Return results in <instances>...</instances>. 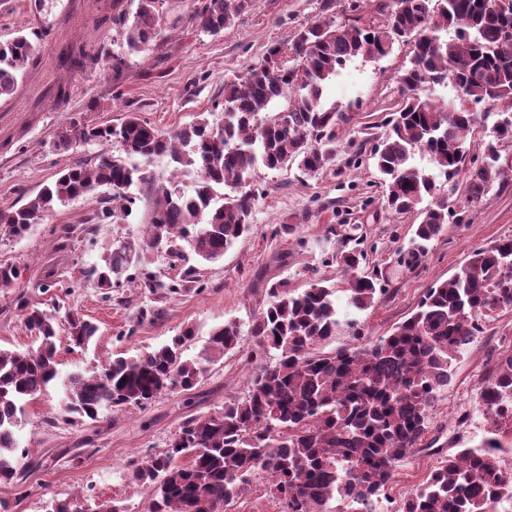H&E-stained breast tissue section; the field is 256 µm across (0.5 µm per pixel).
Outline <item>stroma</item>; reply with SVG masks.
Wrapping results in <instances>:
<instances>
[{
	"label": "stroma",
	"instance_id": "35a3bbf8",
	"mask_svg": "<svg viewBox=\"0 0 512 512\" xmlns=\"http://www.w3.org/2000/svg\"><path fill=\"white\" fill-rule=\"evenodd\" d=\"M200 2L171 0L158 41L145 53L130 55L122 30L112 23V0H0V41L30 31L37 65L19 82L24 95L11 96L8 108H0V208L24 204L73 160L96 163L99 144L78 143L67 151L55 147L56 131L71 119L116 124L135 112L163 131L201 116L221 123L216 104L225 77L261 61L270 46L289 42L301 25L322 15V0H250L234 25L212 35L191 19ZM31 11L41 24L35 32L27 19ZM70 45L83 50V64H63L61 52ZM116 56L125 60L117 77L107 67ZM408 61V46L396 43L386 56L352 59L327 81L325 100L350 116L339 134L335 170L308 176L295 166L258 169L254 232L224 257L205 262L190 254L173 266L153 258L149 269L164 282L180 278L186 266L195 267L194 283L180 293L144 288L138 263L108 293L89 275L115 244L140 242L155 203L145 188L132 214L112 223L93 220L99 198L108 194L101 188L47 213L24 238L0 235V262L20 270L13 287L0 296V347L32 345L20 309L24 301L49 311L77 312L99 327L85 349L59 340L62 377L93 369L116 353L157 348L187 326L195 332L184 352L188 358L207 349L218 325L235 321L243 331L239 350L213 362L192 393L166 392L143 408L109 409L96 422L60 417L63 388L60 381L51 383L27 407L16 432L29 465L14 483H0V499H18L17 512H48L53 500L78 506L96 496L120 501L126 512H143L148 492L128 482L126 464L165 447L185 417L221 410L225 401L246 393L251 367L244 354L254 347L249 329L266 302V287L284 282L302 290L314 272L329 283L341 282L337 266L327 258L345 233L360 237L370 268L384 274V292L362 312L338 302L339 317L357 319L374 339L389 335L416 310L430 285L450 278L475 249L512 238L511 178L472 206L464 204L462 191H455L448 228L428 243L423 264L415 270L395 264L397 252L410 247L419 218L385 210L374 160L357 146L367 134L385 132L399 100L396 76ZM59 85L67 91L61 101L54 97ZM282 224L297 230L274 235ZM52 273L61 283L51 288ZM510 346L512 309H506L488 319L482 334L458 356L447 390L429 413L425 447L398 464L396 482L415 489L442 457L480 444L489 423L475 407L478 383L493 354ZM464 411L469 418L458 423Z\"/></svg>",
	"mask_w": 512,
	"mask_h": 512
}]
</instances>
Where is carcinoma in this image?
<instances>
[{"label":"carcinoma","instance_id":"carcinoma-1","mask_svg":"<svg viewBox=\"0 0 512 512\" xmlns=\"http://www.w3.org/2000/svg\"><path fill=\"white\" fill-rule=\"evenodd\" d=\"M112 0V24L123 30L127 53L137 55L157 39L169 0ZM248 0H204L192 20L204 32L232 26ZM323 18L299 28L289 44L271 46L261 62L224 79V121L202 117L169 132L129 112L118 125H88L72 119L57 134L56 148L77 142L105 147L116 140L124 155L103 150L95 165L74 162L56 174L18 208L0 209V230L20 238L37 219L58 204L105 187L108 200L96 216L105 224L129 216L146 185L157 203L148 217L138 252L150 259L163 253L185 260L182 243L204 260L224 256L253 230L259 167L281 170L297 165L308 174L333 170L337 130L346 118L323 99V85L355 57L386 55L380 32L411 45L409 64L397 75L400 101L390 129L371 150L385 186V208L400 215L419 210L414 247L395 262L409 270L425 257L426 243L448 224V190L466 188L476 204L512 166L501 147L512 141V0H385L378 24L357 17L344 22L323 0ZM454 32L447 40L444 33ZM34 45L19 31L0 42V98L16 91L19 76L32 64ZM451 83L459 96L476 104L494 103L508 118L493 126L491 138H471L476 113L430 101V85ZM278 97L289 98L285 120L259 117ZM495 156L486 167L468 165L472 151ZM429 155L430 174L413 163ZM167 156L170 175L146 176L139 161ZM196 176L193 191L175 186V173ZM131 247L113 248L92 269L97 287H118ZM344 274L348 304L365 310L375 303L379 276L364 273L367 257L343 245L332 256ZM20 276L16 265L0 262V290ZM337 288L312 276L297 291L272 284L268 301L252 320L256 363L245 396L224 403L210 415L189 416L165 447L127 465L132 483L146 487L145 512H224L263 476L278 512H372L387 497L396 463L420 445L429 410L448 388L453 361L482 333L485 318L512 308V238L478 248L461 269L427 289L417 310L376 341H368L357 323L356 344L322 353L314 347L338 332ZM24 324L34 345L23 351L0 348V482L16 478L26 452H18L15 429L26 406L58 376L57 315L24 305ZM69 342L87 347L99 327L77 313L66 316ZM194 336L183 328L170 342L134 356L117 355L92 373L74 372L64 382L61 411L98 420L104 408H143L159 394L192 391L209 364L240 348L233 322L214 328L209 348L198 358L183 356ZM484 413L512 422V347L493 356L476 398ZM492 424L491 435L474 448L446 456L427 474L398 512H495L512 500V469L502 465L504 447Z\"/></svg>","mask_w":512,"mask_h":512}]
</instances>
